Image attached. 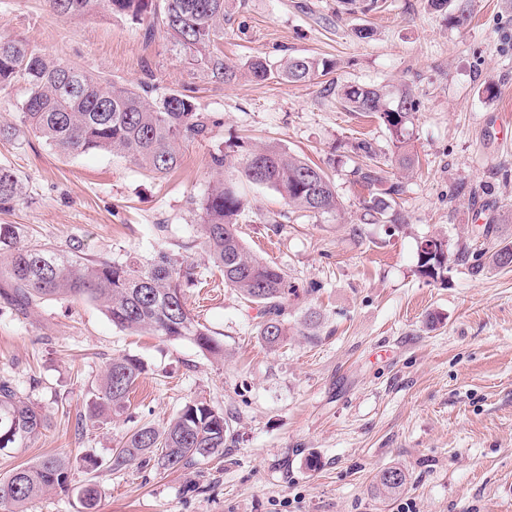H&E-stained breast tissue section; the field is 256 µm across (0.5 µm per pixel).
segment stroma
I'll list each match as a JSON object with an SVG mask.
<instances>
[{
    "instance_id": "obj_1",
    "label": "stroma",
    "mask_w": 512,
    "mask_h": 512,
    "mask_svg": "<svg viewBox=\"0 0 512 512\" xmlns=\"http://www.w3.org/2000/svg\"><path fill=\"white\" fill-rule=\"evenodd\" d=\"M0 39L118 85L192 90L219 120L183 144L177 169L156 175L109 153L58 155L19 126L26 82L0 85V126L20 129L0 140V165L24 185L0 224L24 243L81 241L90 256L182 253L200 281L188 305L224 343L216 360L187 339L120 330L91 302L24 309L0 291V378L51 418L26 448L0 454V477L48 454L73 463L70 491H51L28 512H80L77 491L88 483L101 490L96 512H512V268L456 264L442 280L417 271L427 239L478 253L512 243V142L499 134L512 112V0H378L372 10L363 0H231L220 48L243 73L229 84L189 65L151 14L137 23L98 8L59 16L46 0H0ZM292 56L336 68L306 84L245 72L253 59L276 69ZM348 85L377 88L392 107L411 94L412 170L396 167L378 116L343 109ZM238 140L321 166L341 203L314 217L268 187L246 190V248L296 289L290 331L274 348L257 336L260 306L226 288L195 244L190 200L234 178L210 157ZM361 140L400 186L403 228L362 220L353 175ZM271 213L279 225L265 223ZM310 311L320 323L302 328ZM124 354L148 371L121 416L91 423L104 368ZM193 399L229 418L222 456L165 474L140 461L119 472L90 467L133 423L164 427ZM392 465L410 479L384 498L373 477Z\"/></svg>"
}]
</instances>
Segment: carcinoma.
Here are the masks:
<instances>
[{"label": "carcinoma", "instance_id": "obj_1", "mask_svg": "<svg viewBox=\"0 0 512 512\" xmlns=\"http://www.w3.org/2000/svg\"><path fill=\"white\" fill-rule=\"evenodd\" d=\"M52 12L80 14L102 7L133 21L153 12L160 17L174 46L188 64L226 83L237 76L238 65L224 59L217 41L224 36L229 0H48ZM331 63L296 56L289 58L278 75L293 83H305L326 75ZM22 78L28 85L21 104V123L42 138L61 156L90 151L127 157L149 171L165 175L180 165V144L206 137L216 121L200 111L196 97L187 90L159 91L148 85H116L71 64L53 60L22 41L0 40V85ZM345 102L355 112L373 113L388 128L395 161L408 168L407 125L415 110L405 94L396 108L383 102L378 90L349 85ZM215 170L231 168L236 181L218 180L192 204L200 211L197 233L213 264L223 273L225 286L249 303L263 306L259 323L261 341L274 347L288 336L284 316L293 288L276 263L250 253L237 233L238 217L248 200L241 186H267L293 209L313 216L339 209L333 182L319 165L277 145L245 148L241 143L220 148L211 155ZM367 195L360 198L369 224L389 222L398 227L401 215L394 211V186L386 185L380 167L356 170ZM22 194L16 173L0 166V208L11 207ZM428 244L446 246L438 255H419L418 272L433 280L447 277L451 265L472 257L465 248L452 249L448 241L432 238ZM480 261L482 254L474 255ZM5 266L17 300L27 305L48 297L87 300L98 305L117 328L149 333L167 340L189 338L205 354L221 359L224 343L202 324L187 305L185 289L195 282L194 266L178 253L160 252L151 261L128 255L123 259L102 254L84 257L81 244L65 250L21 244L14 230L0 225V266ZM146 372L144 363L130 355L111 359L98 390L89 420L102 422L124 412L129 395ZM49 415L19 394L9 380L0 379V453L18 451L48 427ZM230 425L203 401H190L169 425L159 430L143 424L128 432L112 449L107 460H93L94 468L119 472L143 457L161 473H174L224 453ZM72 463L50 454L33 464L14 469L0 478V505L7 512H26V505L50 490H67ZM376 491L390 497L402 492L408 472L398 466L385 467L374 476ZM101 492L87 484L77 492L82 512H92Z\"/></svg>", "mask_w": 512, "mask_h": 512}]
</instances>
